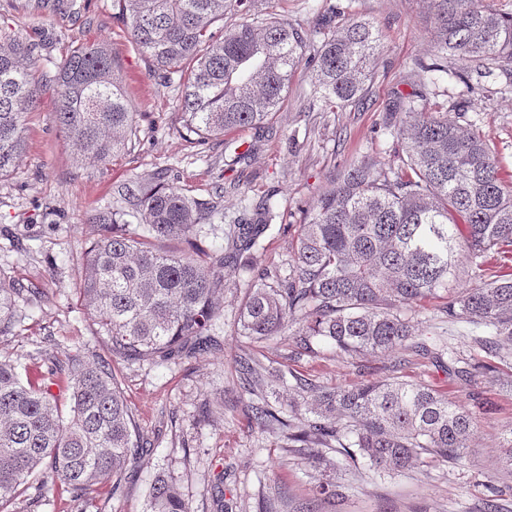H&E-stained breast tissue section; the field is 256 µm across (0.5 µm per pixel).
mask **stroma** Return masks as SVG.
Segmentation results:
<instances>
[{
    "mask_svg": "<svg viewBox=\"0 0 512 512\" xmlns=\"http://www.w3.org/2000/svg\"><path fill=\"white\" fill-rule=\"evenodd\" d=\"M24 2L0 0V27L35 46L43 70L54 71L77 45L111 47L137 112V134L112 162L81 165L59 129L52 92L24 117L22 159L0 181V272L34 290L18 300L12 332L0 336V361L20 370L44 371L75 354H106L79 293L81 255L96 236L87 217L115 205L121 193L138 191L155 173L190 197L219 201L228 226L255 219L256 204L271 197L275 216L253 264L259 271L288 273L304 213L333 175L350 163H392L397 140L383 131L386 108L413 91V63L429 56L423 0H251L248 10L225 15V26L275 12L306 33L320 24L326 2L369 19L383 36L375 77L362 104L325 112L311 96L307 65H300L264 135L242 128L198 145L178 133L180 89L131 43L114 0H63L35 16L24 11ZM428 99L448 107L449 119L474 124L495 150L502 177L512 179V85L504 76L474 75L466 84L444 79L430 87ZM249 278L241 273L238 287L224 291L215 348L165 365L113 359L135 431L150 447L120 490L100 485L84 501L38 474L8 512H145L159 473L173 478L192 512H261L271 498L281 512H292L312 499L322 481L344 486L343 498L323 503L322 512H484L490 498L512 512V478L503 476L499 462V438L512 429V390L499 380L512 372V363L494 361L465 384L406 348L348 356L320 342L312 352L298 350L289 336L255 343L237 326ZM442 305L432 299L416 307L422 341L471 362L485 359L477 329L448 321ZM245 354L264 364L268 385L295 375L322 388L395 377L433 385L466 405L479 394L489 406L464 458L427 455L394 476L362 461L345 464L332 451L329 466L316 469L302 448L254 424L256 398L243 390L238 365Z\"/></svg>",
    "mask_w": 512,
    "mask_h": 512,
    "instance_id": "obj_1",
    "label": "stroma"
}]
</instances>
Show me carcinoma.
<instances>
[{"mask_svg":"<svg viewBox=\"0 0 512 512\" xmlns=\"http://www.w3.org/2000/svg\"><path fill=\"white\" fill-rule=\"evenodd\" d=\"M116 2L136 47L165 78L179 76L178 133L198 143L240 128L264 132L304 60L312 67L313 94L327 110L359 103L381 47L370 22L352 13L338 19L334 8L309 37L269 13L225 28L217 40L211 28L244 0ZM425 2L431 60L414 63L419 89L395 98L383 125L401 152L386 169L353 164L331 180L300 225L289 274L266 270L252 277L238 324L256 342L289 335L301 348L323 341L348 355L391 353L409 341L416 355L469 381L478 365L417 341L409 312L422 300L442 298L448 320L483 332L479 343L487 355L512 358V273L490 280L481 274L488 255L512 258V183L501 177L495 152L474 125L448 120L446 108L427 107L426 87L457 75L448 69L450 58L471 71L497 68L512 78V15L484 0ZM308 44L313 53L306 58ZM37 72L35 49L0 29V179L14 172L24 149V114L46 88L76 162L107 163L125 149L136 113L107 45L81 44L54 74L38 78ZM258 210L264 219L233 225L223 248L198 244L205 227L224 219L220 202H198L159 182L141 185L123 207L91 214L98 233L82 259V293L109 355L159 365L216 343L219 298L231 279L252 270V249L272 219L270 200ZM130 217L142 233L127 231ZM152 239H178L188 250L155 251ZM463 258L476 269L469 285ZM25 292L33 289L0 273V335L12 331ZM69 361L67 417L49 381L57 366L23 378L0 361L1 509L42 465L80 497L107 482L116 493L122 473L143 454L111 361L78 354ZM239 364L243 388L252 394L262 366L250 357ZM282 391L311 392L303 405L307 416L297 424L285 419L264 392L252 406L253 420L263 431L304 443L315 467L326 448L394 474L423 455L461 459L477 427L475 410L425 384L393 379L316 389L297 377ZM147 512L191 510L177 484L159 474Z\"/></svg>","mask_w":512,"mask_h":512,"instance_id":"1","label":"carcinoma"}]
</instances>
